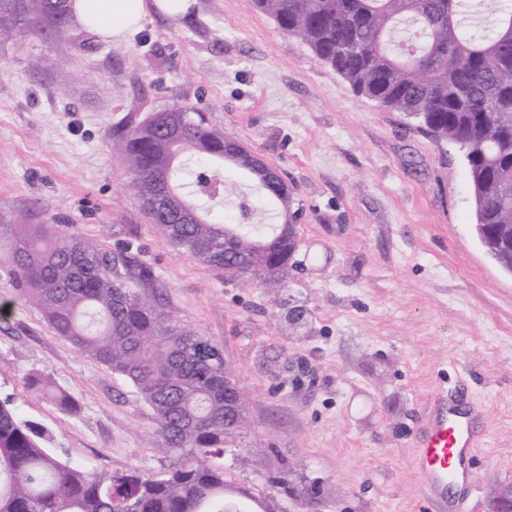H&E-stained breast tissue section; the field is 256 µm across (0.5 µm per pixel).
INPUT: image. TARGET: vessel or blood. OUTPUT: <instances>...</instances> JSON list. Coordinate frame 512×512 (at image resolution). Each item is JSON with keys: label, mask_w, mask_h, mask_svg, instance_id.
Wrapping results in <instances>:
<instances>
[{"label": "vessel or blood", "mask_w": 512, "mask_h": 512, "mask_svg": "<svg viewBox=\"0 0 512 512\" xmlns=\"http://www.w3.org/2000/svg\"><path fill=\"white\" fill-rule=\"evenodd\" d=\"M474 409L438 400L424 430L417 459L436 508H444L449 486L469 484V460L477 434Z\"/></svg>", "instance_id": "obj_1"}]
</instances>
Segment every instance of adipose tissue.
<instances>
[{"mask_svg":"<svg viewBox=\"0 0 512 512\" xmlns=\"http://www.w3.org/2000/svg\"><path fill=\"white\" fill-rule=\"evenodd\" d=\"M78 21L105 40L119 42L139 28L146 0H72Z\"/></svg>","mask_w":512,"mask_h":512,"instance_id":"adipose-tissue-1","label":"adipose tissue"}]
</instances>
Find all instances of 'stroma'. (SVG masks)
Here are the masks:
<instances>
[{
  "label": "stroma",
  "mask_w": 512,
  "mask_h": 512,
  "mask_svg": "<svg viewBox=\"0 0 512 512\" xmlns=\"http://www.w3.org/2000/svg\"><path fill=\"white\" fill-rule=\"evenodd\" d=\"M189 3L182 17L148 7L119 43L76 23L0 35V258L9 225L56 224L149 268L171 316L232 363L248 422L219 463L268 512H435L417 441L437 395L464 380L483 411L469 510L481 512L512 483V274L472 229L461 153L358 95L253 0ZM172 106L203 112L287 184L302 215L287 279L227 278L146 219L109 138L130 108ZM0 302L1 400L65 461L170 469L151 406L16 299L1 268ZM35 373L80 414L27 389Z\"/></svg>",
  "instance_id": "stroma-1"
}]
</instances>
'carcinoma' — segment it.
I'll use <instances>...</instances> for the list:
<instances>
[{"label":"carcinoma","instance_id":"obj_1","mask_svg":"<svg viewBox=\"0 0 512 512\" xmlns=\"http://www.w3.org/2000/svg\"><path fill=\"white\" fill-rule=\"evenodd\" d=\"M71 0H0V32L24 36L64 31ZM280 29L300 38L353 90L405 113L438 142L463 152L474 202L475 233L512 272V0H255ZM185 120L178 140L167 121ZM230 137L199 112L166 108L142 120L136 113L112 131V148L125 158L128 187L191 178L195 192L208 186L226 195L214 163ZM238 200L239 223L220 214L201 224H175L155 207L144 211L163 237L199 261L232 277L237 259L256 279L288 261L267 249L272 227L252 221L251 199L290 208L287 185L259 184ZM8 275L16 297L37 308L55 333L81 353L129 382L157 415L160 430L178 451L163 474L136 468L99 473L62 461L51 435L0 402V512H236L227 498L224 455V351L220 343L187 328L165 311V288L131 287L132 278L153 282L152 271L129 254L91 242L53 224H17L12 231ZM28 388L67 415L79 404L42 375Z\"/></svg>","mask_w":512,"mask_h":512}]
</instances>
